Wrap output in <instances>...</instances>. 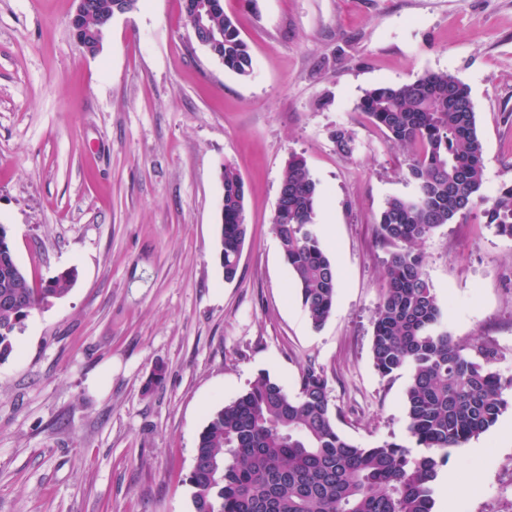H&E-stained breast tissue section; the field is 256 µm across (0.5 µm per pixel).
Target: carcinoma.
Returning a JSON list of instances; mask_svg holds the SVG:
<instances>
[{
    "label": "carcinoma",
    "instance_id": "1",
    "mask_svg": "<svg viewBox=\"0 0 512 512\" xmlns=\"http://www.w3.org/2000/svg\"><path fill=\"white\" fill-rule=\"evenodd\" d=\"M209 5L210 29L199 43L246 77L253 70L249 47L224 0ZM115 0H86L72 24L77 40L93 52ZM388 141L415 149L408 174L410 198L388 199L377 218L380 240L395 247L386 262L384 293L373 319L372 358L390 377L411 371L405 390L408 431L415 447L396 441L362 447L336 429L323 370L301 372L298 393L288 394L270 375L210 416L200 433L188 476L194 512H433L437 470L448 449L460 448L495 425L507 407L512 378L496 370L497 351L462 345L442 326V312L423 272L416 244L459 214L482 204L484 223L512 239V180L495 195L483 194V143L477 133L469 87L447 73L367 91L357 104ZM332 138L343 154L354 151L351 132ZM220 261L235 277L247 224L245 187L235 168L224 166ZM273 229L302 305L314 327L332 313L336 268L311 226L320 188L306 161H288ZM75 277L63 271L34 286L17 263L0 224V360L13 348L26 314L68 293Z\"/></svg>",
    "mask_w": 512,
    "mask_h": 512
}]
</instances>
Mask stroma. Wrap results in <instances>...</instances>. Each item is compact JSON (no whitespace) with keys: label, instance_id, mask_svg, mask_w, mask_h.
<instances>
[{"label":"stroma","instance_id":"obj_1","mask_svg":"<svg viewBox=\"0 0 512 512\" xmlns=\"http://www.w3.org/2000/svg\"><path fill=\"white\" fill-rule=\"evenodd\" d=\"M75 0H0V224L33 282L76 270L0 361V512H194L188 476L210 415L259 373L296 394L315 364L353 443L409 442L410 373L381 376L372 317L390 251L376 231L409 197L411 152L356 105L380 85L447 73L468 85L485 195L512 178V0H224L253 59L241 77L184 26L180 0H138L85 54ZM352 132V155L336 129ZM302 156L321 194L313 231L336 264L314 328L273 230ZM248 232L224 278L225 165ZM454 340L512 377V240L479 211L417 245ZM166 378L147 382L156 363ZM499 423L449 451L454 512H512V393Z\"/></svg>","mask_w":512,"mask_h":512}]
</instances>
